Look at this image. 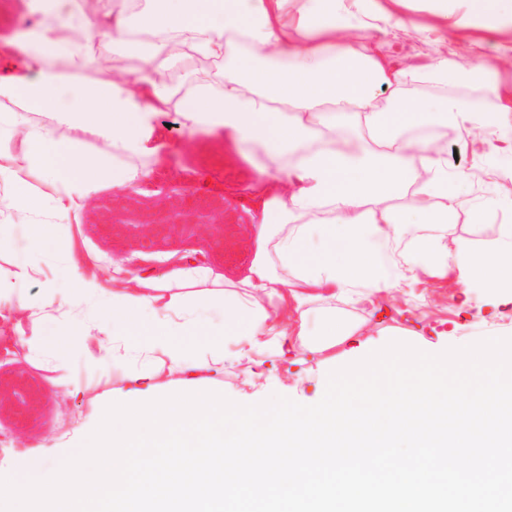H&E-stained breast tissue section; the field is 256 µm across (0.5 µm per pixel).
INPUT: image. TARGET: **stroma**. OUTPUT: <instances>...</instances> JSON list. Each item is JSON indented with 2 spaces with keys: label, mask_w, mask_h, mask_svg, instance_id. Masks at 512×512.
<instances>
[{
  "label": "stroma",
  "mask_w": 512,
  "mask_h": 512,
  "mask_svg": "<svg viewBox=\"0 0 512 512\" xmlns=\"http://www.w3.org/2000/svg\"><path fill=\"white\" fill-rule=\"evenodd\" d=\"M444 93L478 108H489L496 101L493 80L481 73L470 51L454 59L445 88L427 85L411 90L415 100L429 105ZM157 135L166 147L160 158L140 161L143 177L128 187L103 183L83 202L76 220L56 225L51 247H36L35 225L1 215L0 271L27 266L30 276L20 288L35 299L45 285L64 284L75 259L80 272L96 275L106 289L116 276L180 281L190 309L207 289L240 280L255 255L253 226L261 219L262 203L275 193L273 187L256 181L253 165L265 161L264 152L254 146L244 156L225 149L220 136L190 132L174 110L160 116ZM443 135L450 151L449 177L461 171L472 176L463 188L460 207L448 218L450 231L477 248L483 241L481 223L512 224V210L502 206L512 198V152L502 150L489 133L478 135L469 145L454 128L444 129ZM163 184L186 187L200 205L223 213L236 244L226 245L223 256L213 258L206 254L209 237L204 234L173 241L154 264L132 263L125 255L126 244L103 234L100 225L113 200L129 194L135 197L137 212L157 211L165 203L158 192ZM478 209L485 213L480 222L473 217ZM327 312L355 325L356 331L326 350L303 353L292 335L270 353L251 346L247 337L228 336L223 369H181L159 366L123 336L112 341L114 360L99 364L101 332L85 303L62 297L53 306L20 312L13 300H1L0 374L20 369L34 377L41 408L22 419L17 401L0 403V475L33 474L49 463L64 461L73 448L82 446L109 404L135 393L172 395L205 385L240 404H256L279 394L309 405L322 392L329 372L394 339L441 352L461 342L512 338V298L471 287L460 269L443 276L420 270L389 291L323 295L309 307L310 328H318ZM50 331L56 341L47 339Z\"/></svg>",
  "instance_id": "35a3bbf8"
}]
</instances>
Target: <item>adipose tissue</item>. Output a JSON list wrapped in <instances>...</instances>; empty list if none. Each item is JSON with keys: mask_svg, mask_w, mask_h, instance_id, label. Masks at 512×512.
<instances>
[{"mask_svg": "<svg viewBox=\"0 0 512 512\" xmlns=\"http://www.w3.org/2000/svg\"><path fill=\"white\" fill-rule=\"evenodd\" d=\"M408 3L143 0L130 13L112 0H8L0 14L31 24L7 39L20 49V66L0 68V101L20 104L0 114V185L14 189L0 196V213L38 220L36 242L48 247L55 225L100 182L140 178L136 161L157 153V120L174 108L188 129L261 145L271 162L258 167L257 179L280 194L254 226L258 248L247 275L222 291L221 327L183 314L169 282L131 277L106 296L96 279L70 277L72 297L158 361L218 365L224 337L287 335L289 310L322 293L397 287L412 265L373 253L375 241L406 242L408 254L431 258L437 271L464 268L479 287L512 293V225H486L479 248L449 238L460 195L448 186V144L430 133L449 125L465 140L482 129L512 141V81L502 76V56L482 55V37L468 32L480 69L497 80L494 107L479 110L452 95L435 109L410 101L411 87L447 80L455 50L448 0H428L429 18L419 23L406 20ZM353 21L375 26L380 38L348 30ZM134 45L142 56L137 77L108 74L109 52ZM184 53L224 68L168 78L169 62ZM91 71L95 79L71 85ZM33 112L48 123H33ZM335 113L352 115L354 137L323 133ZM58 126L90 134L101 150L83 152L76 139L57 147ZM33 169L44 193L27 189ZM405 194L413 197L408 210L394 204ZM185 336L209 342L195 354Z\"/></svg>", "mask_w": 512, "mask_h": 512, "instance_id": "obj_1", "label": "adipose tissue"}]
</instances>
